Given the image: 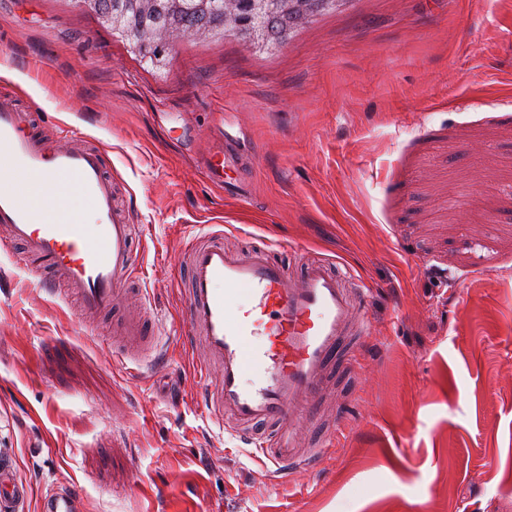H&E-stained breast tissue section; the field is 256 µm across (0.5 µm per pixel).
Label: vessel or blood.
Listing matches in <instances>:
<instances>
[{"label": "vessel or blood", "instance_id": "vessel-or-blood-1", "mask_svg": "<svg viewBox=\"0 0 512 512\" xmlns=\"http://www.w3.org/2000/svg\"><path fill=\"white\" fill-rule=\"evenodd\" d=\"M224 142L204 161L207 173L224 176V191L246 200L247 185L235 172L242 139L232 125L218 127ZM107 150L82 136L46 137L20 93L0 83V227L27 259L45 263L90 320L111 312L134 282L136 230L116 202ZM188 287L181 344L200 346L197 365L205 405L274 479L313 472L326 443L306 447L308 426L320 417L321 400L338 358L354 359L349 337L363 335L365 291L346 287L330 261L308 262L298 278L263 247L242 255L207 231L185 247ZM142 318L124 333L143 349L137 362L163 367L168 355L153 333L158 319L149 301ZM30 488L11 461L0 462V512H25ZM80 493L68 487L41 500L39 512H78Z\"/></svg>", "mask_w": 512, "mask_h": 512}]
</instances>
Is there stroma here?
<instances>
[{
    "instance_id": "obj_1",
    "label": "stroma",
    "mask_w": 512,
    "mask_h": 512,
    "mask_svg": "<svg viewBox=\"0 0 512 512\" xmlns=\"http://www.w3.org/2000/svg\"><path fill=\"white\" fill-rule=\"evenodd\" d=\"M1 69L108 151L166 332L193 225L370 290L335 445L276 487L204 409L191 353L127 369L125 307L85 324L0 250V457L28 512L64 485L81 512H512V0H361L271 56L187 37L160 74L80 0H0ZM223 118L259 160L245 205L203 168Z\"/></svg>"
}]
</instances>
